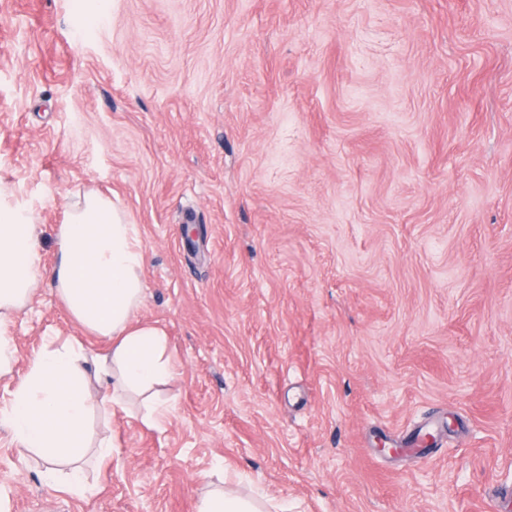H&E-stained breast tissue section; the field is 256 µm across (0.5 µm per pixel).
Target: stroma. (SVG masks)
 <instances>
[{
	"label": "stroma",
	"mask_w": 512,
	"mask_h": 512,
	"mask_svg": "<svg viewBox=\"0 0 512 512\" xmlns=\"http://www.w3.org/2000/svg\"><path fill=\"white\" fill-rule=\"evenodd\" d=\"M135 224L174 374L90 491L0 429V512H512V0H0V204ZM15 375L98 342L47 284ZM199 512H264L253 498L235 490L215 487L204 497Z\"/></svg>",
	"instance_id": "obj_1"
}]
</instances>
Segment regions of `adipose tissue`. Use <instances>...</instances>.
<instances>
[{"label": "adipose tissue", "mask_w": 512, "mask_h": 512, "mask_svg": "<svg viewBox=\"0 0 512 512\" xmlns=\"http://www.w3.org/2000/svg\"><path fill=\"white\" fill-rule=\"evenodd\" d=\"M57 246L55 264L42 272L37 217L0 205V322L45 280L70 317L105 347L90 353L78 343L47 340L0 408V428L39 453L51 482L81 492L89 412L124 407L131 393L169 378L172 360L165 331L135 319L144 298L143 250L110 197L94 190L78 195L58 228ZM93 380L107 389L98 402L88 391Z\"/></svg>", "instance_id": "obj_1"}]
</instances>
